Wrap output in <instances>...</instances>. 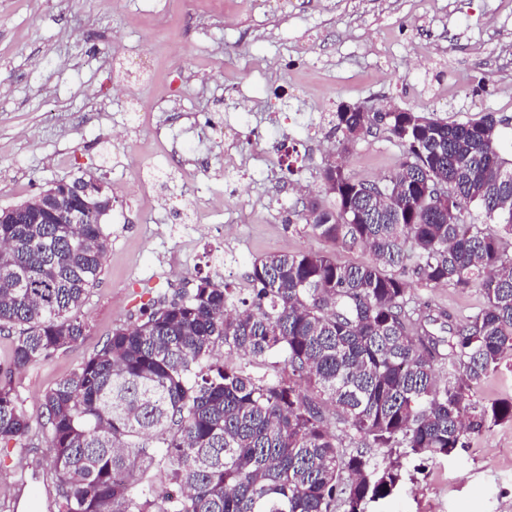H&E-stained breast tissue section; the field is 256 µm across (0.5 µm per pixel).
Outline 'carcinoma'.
Segmentation results:
<instances>
[{
	"instance_id": "obj_1",
	"label": "carcinoma",
	"mask_w": 512,
	"mask_h": 512,
	"mask_svg": "<svg viewBox=\"0 0 512 512\" xmlns=\"http://www.w3.org/2000/svg\"><path fill=\"white\" fill-rule=\"evenodd\" d=\"M328 124L345 149L381 126L403 149L379 181L327 161L318 179L333 204L304 201L297 214L370 260L266 255L247 288L204 277L112 329L43 398L54 512H365L402 480L376 452L446 457L512 420V400L476 395L512 358V158L497 120L331 112ZM86 181L42 191L22 224L0 214V332L18 329L16 369L85 336L78 311L99 283L112 211ZM71 210L83 223H67ZM407 272L431 287L479 286L484 306L453 317L420 303ZM32 432L1 382L0 440Z\"/></svg>"
}]
</instances>
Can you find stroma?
Returning <instances> with one entry per match:
<instances>
[{"label": "stroma", "instance_id": "1", "mask_svg": "<svg viewBox=\"0 0 512 512\" xmlns=\"http://www.w3.org/2000/svg\"><path fill=\"white\" fill-rule=\"evenodd\" d=\"M342 101L490 113L511 156L512 0H0V208L89 174L122 190L84 340L10 374L27 414L113 327L202 277L247 287L270 253L367 261L294 216L304 196L333 203L318 172L339 150L326 115ZM275 143L288 162L265 166ZM401 158L377 130L344 162L376 181ZM407 283L454 315L484 305L476 287ZM399 462L401 485L366 512H512V420L447 457ZM48 481L41 434L24 450L0 441V512H51Z\"/></svg>", "mask_w": 512, "mask_h": 512}]
</instances>
